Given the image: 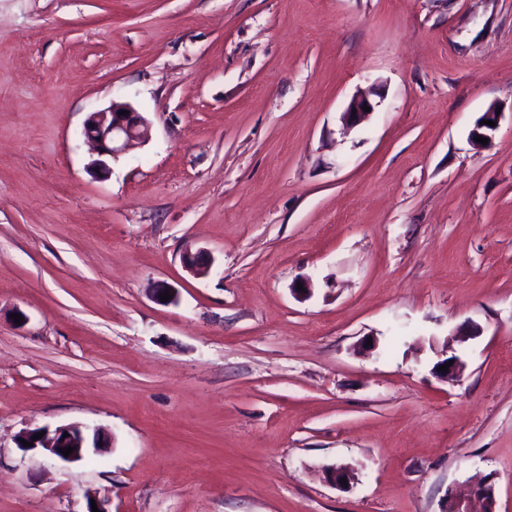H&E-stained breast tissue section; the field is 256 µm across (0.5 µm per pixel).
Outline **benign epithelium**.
Wrapping results in <instances>:
<instances>
[{
  "mask_svg": "<svg viewBox=\"0 0 512 512\" xmlns=\"http://www.w3.org/2000/svg\"><path fill=\"white\" fill-rule=\"evenodd\" d=\"M365 106L375 109L371 93L353 96L342 115L345 124L355 126L360 123L367 115L363 110ZM148 129V120L128 103L114 102L106 110L90 113L83 125V136L98 155L90 164V172L99 176L109 173L108 160L117 157L133 143L146 139ZM182 262L186 270L196 277L207 276L211 269V261L201 250L196 253L185 252ZM40 432L43 437L33 439ZM22 439L33 443V446H26L24 450L40 449L69 463L82 460L89 450H95L105 443L99 430H92L79 423L60 426L53 431L32 429L25 432ZM66 447L74 448L67 457L60 453V449ZM472 494L484 503L483 512H495L494 489L491 484L485 482L474 486Z\"/></svg>",
  "mask_w": 512,
  "mask_h": 512,
  "instance_id": "7a95c632",
  "label": "benign epithelium"
}]
</instances>
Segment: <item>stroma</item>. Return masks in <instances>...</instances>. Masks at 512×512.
Returning a JSON list of instances; mask_svg holds the SVG:
<instances>
[{
	"label": "stroma",
	"mask_w": 512,
	"mask_h": 512,
	"mask_svg": "<svg viewBox=\"0 0 512 512\" xmlns=\"http://www.w3.org/2000/svg\"><path fill=\"white\" fill-rule=\"evenodd\" d=\"M115 101L150 136L97 177ZM71 423L111 448L18 445ZM482 480L512 512V0H0V512H445ZM371 95H376V92L360 93L352 97L342 115V119L346 125L356 126L366 115L374 111L375 105L370 98ZM364 106L369 107L370 112H365V110H363Z\"/></svg>",
	"instance_id": "1"
}]
</instances>
